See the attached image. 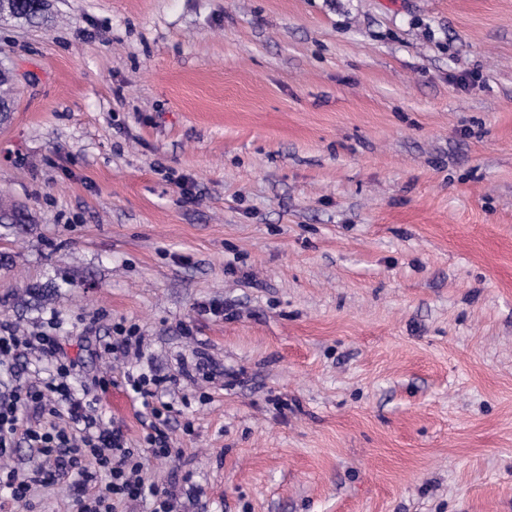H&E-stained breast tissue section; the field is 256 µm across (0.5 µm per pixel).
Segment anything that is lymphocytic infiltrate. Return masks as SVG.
<instances>
[{"instance_id":"f902f5d3","label":"lymphocytic infiltrate","mask_w":512,"mask_h":512,"mask_svg":"<svg viewBox=\"0 0 512 512\" xmlns=\"http://www.w3.org/2000/svg\"><path fill=\"white\" fill-rule=\"evenodd\" d=\"M56 329V322L51 321L38 332L20 335L8 322H0V356H19L30 351L53 362L52 372L40 385L20 388L9 397L0 398V457L11 452L16 437L20 436L50 468L29 474L8 472L5 478H0V489L19 502L30 495L35 485L47 483L49 476L69 475L73 478V494L79 512H116L118 505L141 498L147 492L155 499L153 512H174L175 494L166 488L147 490L143 478L144 452L164 458L172 453L164 430L165 414L172 411V404L164 401L152 408L150 420L143 423V448L130 447L121 429L98 425L93 415L97 397L75 394L70 377L76 361L68 357ZM59 401L67 403V416L71 424L79 425V432L69 431L59 424L60 414L55 407ZM22 404L45 416V423L20 427L17 410ZM86 457L95 461L96 472L83 468L82 460ZM101 475L106 478L104 490L87 495V485Z\"/></svg>"}]
</instances>
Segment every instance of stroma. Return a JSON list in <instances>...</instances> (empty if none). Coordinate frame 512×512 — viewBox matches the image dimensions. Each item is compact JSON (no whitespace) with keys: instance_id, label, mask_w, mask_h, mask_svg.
Segmentation results:
<instances>
[{"instance_id":"1","label":"stroma","mask_w":512,"mask_h":512,"mask_svg":"<svg viewBox=\"0 0 512 512\" xmlns=\"http://www.w3.org/2000/svg\"><path fill=\"white\" fill-rule=\"evenodd\" d=\"M0 320L178 374V512H512V0L0 13ZM69 280L43 308L18 292ZM223 314H208V305ZM135 328L140 355L96 341ZM52 364L0 360V397ZM96 417L138 445L123 385ZM0 512H77L70 480ZM28 219V210L24 207L7 204L0 206V228L5 235H16L24 231Z\"/></svg>"}]
</instances>
